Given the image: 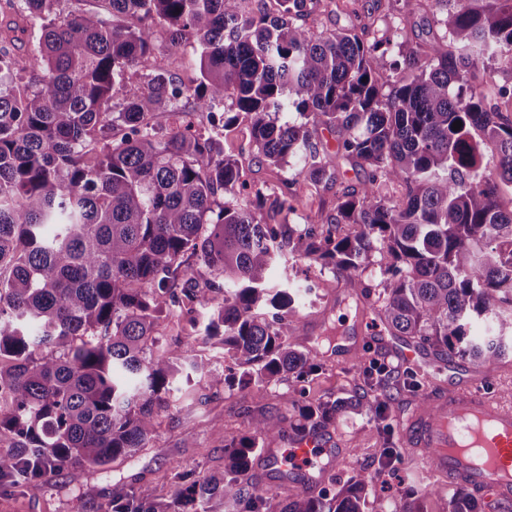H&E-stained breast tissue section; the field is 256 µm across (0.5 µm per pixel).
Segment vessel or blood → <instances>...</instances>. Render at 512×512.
<instances>
[{"label": "vessel or blood", "instance_id": "1", "mask_svg": "<svg viewBox=\"0 0 512 512\" xmlns=\"http://www.w3.org/2000/svg\"><path fill=\"white\" fill-rule=\"evenodd\" d=\"M402 435L420 473L446 478L499 500L512 499V396L465 378L428 394L420 411L404 421ZM324 453L318 440L295 442L292 453L268 449L271 469L287 464L307 471Z\"/></svg>", "mask_w": 512, "mask_h": 512}]
</instances>
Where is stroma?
<instances>
[{
  "label": "stroma",
  "instance_id": "obj_1",
  "mask_svg": "<svg viewBox=\"0 0 512 512\" xmlns=\"http://www.w3.org/2000/svg\"><path fill=\"white\" fill-rule=\"evenodd\" d=\"M361 15H373L378 26L396 29L399 35L420 44L431 43L439 30L434 7L422 6L420 0H406L400 12L384 15L376 0H359ZM154 57L162 62L178 82L195 85L199 72L194 64L193 42L172 48L158 39ZM314 142L327 160L337 161L338 178L343 185L361 187L367 179L365 169L336 157V140L323 124L311 126ZM290 281L307 289L299 301L301 329L295 336L297 349L320 352V367L310 375L297 405L314 401L337 400L365 391L364 377L354 363L336 359V337L381 336V343L366 345L361 360L389 359V351L405 346L406 337L393 335L380 323L375 308L376 295L355 294L332 270L307 259H289ZM157 334L161 345L173 344L175 337H195L196 354L211 360L216 369L225 366L220 348L198 341L199 328L190 318L164 319ZM410 374L397 365L393 379L378 387L377 392L390 398V424L397 460L393 467L379 465L382 438L366 415L346 412L321 431L329 448H340L338 465L332 473L337 484H344L356 471L366 468L376 478L368 497V512H395L403 502L420 500L424 512H447L448 484L440 477H421L412 469L410 454L397 430L400 414L413 411L420 394L409 387ZM293 389L292 382L280 380L263 389L235 386L202 388L200 383L181 384L173 393L169 408L161 415L160 427L148 448L129 459H119L102 473L64 468L57 471L50 484L39 490L17 492L0 489V512H102V506L116 488L135 484L149 487L156 500L171 495L174 470H190L204 476L222 471L224 447L238 444L250 435V418L259 409L279 408L284 393Z\"/></svg>",
  "mask_w": 512,
  "mask_h": 512
}]
</instances>
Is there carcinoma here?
Returning a JSON list of instances; mask_svg holds the SVG:
<instances>
[{
  "label": "carcinoma",
  "mask_w": 512,
  "mask_h": 512,
  "mask_svg": "<svg viewBox=\"0 0 512 512\" xmlns=\"http://www.w3.org/2000/svg\"><path fill=\"white\" fill-rule=\"evenodd\" d=\"M18 2L39 37L25 59L0 52V443L10 444L0 488L39 489L65 467L103 472L148 447L181 370L228 379L188 355L186 340L154 350L167 316L207 315L204 340L242 388L304 383L317 363L290 342L299 289L273 274L287 253L362 293L363 273L385 264V324L450 359L490 372L512 353V210L498 204L500 185H512L501 110L512 86L488 95L478 83L512 77V0H433L437 40L401 42L402 66L388 75L390 29L327 35L308 0H255L249 11L247 0ZM160 36L174 48L194 38L196 87L159 63L140 72ZM133 75L143 89L120 94ZM217 105L224 137L270 166H299L256 184L219 136L156 122ZM311 122L339 133L336 156L367 169L361 189L338 183ZM303 184L336 185V202L298 230L282 216ZM342 224L360 233L342 235ZM187 253L198 267L181 261ZM349 410L387 436L381 464H391L386 397L309 404L294 427L288 409L272 408L252 417L251 442L224 446L221 478L176 471L168 500L130 485L106 512H365L366 470L293 499L248 475L265 441L312 435ZM448 512H478L474 493L449 489Z\"/></svg>",
  "instance_id": "carcinoma-1"
}]
</instances>
